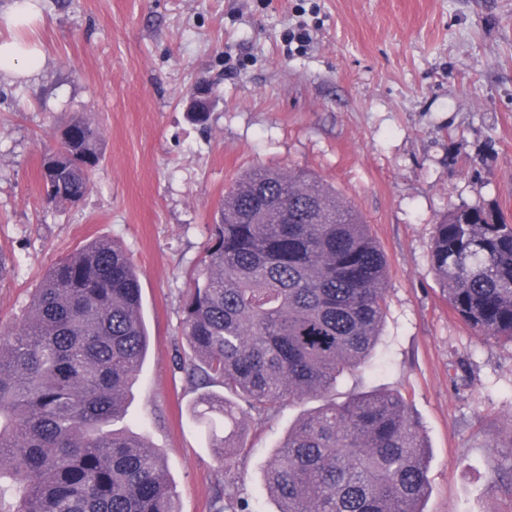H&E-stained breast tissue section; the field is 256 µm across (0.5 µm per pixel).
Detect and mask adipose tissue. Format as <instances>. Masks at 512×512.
Here are the masks:
<instances>
[{"label":"adipose tissue","instance_id":"adipose-tissue-1","mask_svg":"<svg viewBox=\"0 0 512 512\" xmlns=\"http://www.w3.org/2000/svg\"><path fill=\"white\" fill-rule=\"evenodd\" d=\"M43 22L34 0H15L11 10L0 15V76L26 78L42 68L45 53L30 32Z\"/></svg>","mask_w":512,"mask_h":512}]
</instances>
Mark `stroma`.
Segmentation results:
<instances>
[{"mask_svg": "<svg viewBox=\"0 0 512 512\" xmlns=\"http://www.w3.org/2000/svg\"><path fill=\"white\" fill-rule=\"evenodd\" d=\"M45 67L0 78V332L47 270L87 242L121 244L141 275L149 353L113 429L163 452L180 512L248 500L276 512L264 471L308 396L249 422L225 466L190 416L183 307L224 193L259 167L320 176L388 262L387 309L338 399L397 391L429 445L423 512H512V341L448 307L432 232L463 206L512 221V0H40ZM304 30L306 42L287 41ZM212 88L206 123L186 110ZM74 118L101 163L73 208L46 204L44 157Z\"/></svg>", "mask_w": 512, "mask_h": 512, "instance_id": "1", "label": "stroma"}]
</instances>
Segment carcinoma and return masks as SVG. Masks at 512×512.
Wrapping results in <instances>:
<instances>
[{"label": "carcinoma", "instance_id": "cac0c4a2", "mask_svg": "<svg viewBox=\"0 0 512 512\" xmlns=\"http://www.w3.org/2000/svg\"><path fill=\"white\" fill-rule=\"evenodd\" d=\"M100 139L86 121L65 127L43 164L47 202L90 192ZM211 237L184 306L189 376L224 387L192 408L211 448L230 467L248 421L320 395L265 470L278 512H422L429 458L403 397L326 398L369 358L385 315L387 260L368 225L314 174L267 168L224 194ZM430 261L457 317L512 340V224L462 206L434 225ZM148 347L120 245L94 240L46 272L0 334V512H178L163 454L111 429Z\"/></svg>", "mask_w": 512, "mask_h": 512}]
</instances>
